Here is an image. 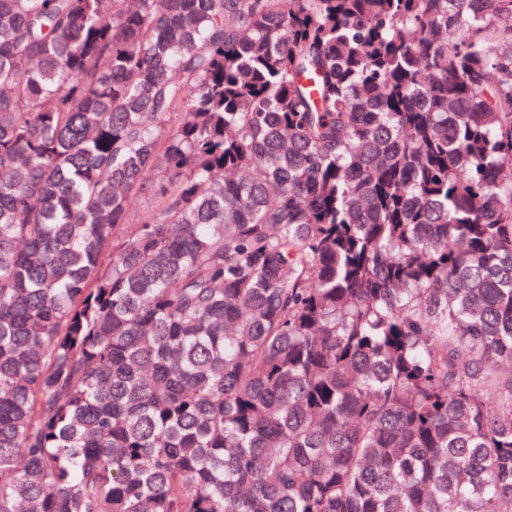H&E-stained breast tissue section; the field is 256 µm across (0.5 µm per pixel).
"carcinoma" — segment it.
Here are the masks:
<instances>
[{"mask_svg": "<svg viewBox=\"0 0 512 512\" xmlns=\"http://www.w3.org/2000/svg\"><path fill=\"white\" fill-rule=\"evenodd\" d=\"M506 503L512 0H0V512Z\"/></svg>", "mask_w": 512, "mask_h": 512, "instance_id": "1", "label": "carcinoma"}]
</instances>
